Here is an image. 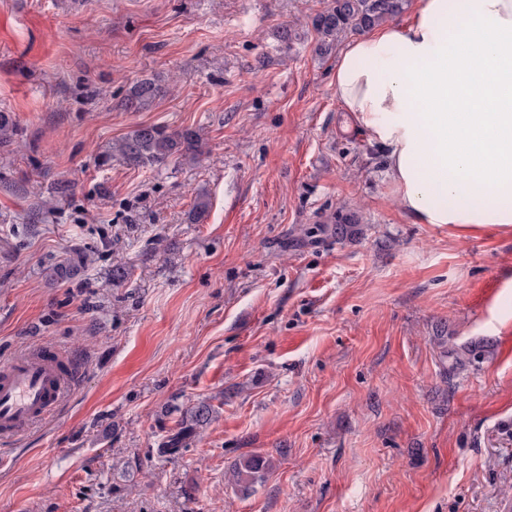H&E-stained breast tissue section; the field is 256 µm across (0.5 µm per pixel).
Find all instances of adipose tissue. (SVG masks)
Segmentation results:
<instances>
[{
	"label": "adipose tissue",
	"instance_id": "ef3b65f1",
	"mask_svg": "<svg viewBox=\"0 0 512 512\" xmlns=\"http://www.w3.org/2000/svg\"><path fill=\"white\" fill-rule=\"evenodd\" d=\"M344 112L420 224H512V0H414L341 51Z\"/></svg>",
	"mask_w": 512,
	"mask_h": 512
}]
</instances>
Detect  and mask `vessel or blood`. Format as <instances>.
<instances>
[{
	"label": "vessel or blood",
	"mask_w": 512,
	"mask_h": 512,
	"mask_svg": "<svg viewBox=\"0 0 512 512\" xmlns=\"http://www.w3.org/2000/svg\"><path fill=\"white\" fill-rule=\"evenodd\" d=\"M75 375V365L50 350L0 364V441L16 440L49 417L71 391Z\"/></svg>",
	"instance_id": "obj_1"
}]
</instances>
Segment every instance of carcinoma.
<instances>
[{
  "label": "carcinoma",
  "instance_id": "1",
  "mask_svg": "<svg viewBox=\"0 0 512 512\" xmlns=\"http://www.w3.org/2000/svg\"><path fill=\"white\" fill-rule=\"evenodd\" d=\"M405 0H332L331 5L313 18V27L320 36V49L324 52L349 31H361L386 21L403 9ZM167 93L157 81L144 78L127 90L123 105L129 111H139ZM20 128L13 113L0 110V147H9L19 140ZM200 156V137L192 129H170L162 125L139 126L111 143L100 156L99 163L106 166L114 159L131 168H159L174 161L179 164L195 163ZM70 194V186L58 182L48 189L42 209L52 210ZM86 257L79 255L51 268L53 280H69L85 267ZM478 354L475 348L462 351L443 350V357H452L453 365L471 363ZM215 413L213 406L200 402L186 410L180 429L158 449L162 456H174L182 445L193 438L196 430L208 424ZM272 461L263 455H249L234 464L236 484L244 493L262 481L271 470Z\"/></svg>",
  "mask_w": 512,
  "mask_h": 512
}]
</instances>
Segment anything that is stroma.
Listing matches in <instances>:
<instances>
[{
	"label": "stroma",
	"mask_w": 512,
	"mask_h": 512,
	"mask_svg": "<svg viewBox=\"0 0 512 512\" xmlns=\"http://www.w3.org/2000/svg\"><path fill=\"white\" fill-rule=\"evenodd\" d=\"M330 2L0 0V110L22 131L0 147V363L55 347L81 368L0 445V512L512 504V226L402 210L336 99L343 42L318 49ZM144 78L167 94L126 111ZM153 124L196 130L199 163L99 166ZM349 211L361 232L337 239ZM77 251L81 273L50 280ZM471 345L446 371L442 348ZM203 400L213 420L159 455ZM252 454L273 467L246 496L231 467Z\"/></svg>",
	"instance_id": "stroma-1"
}]
</instances>
